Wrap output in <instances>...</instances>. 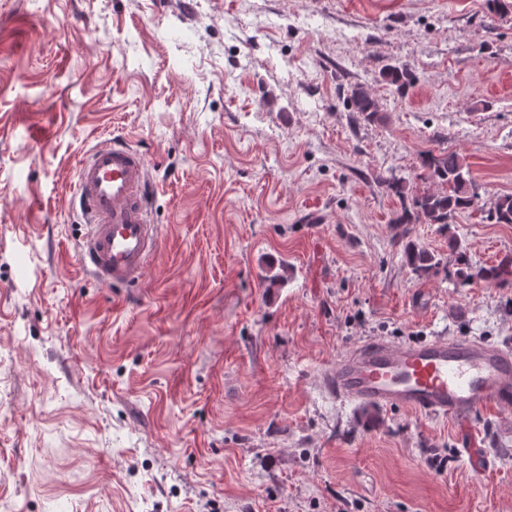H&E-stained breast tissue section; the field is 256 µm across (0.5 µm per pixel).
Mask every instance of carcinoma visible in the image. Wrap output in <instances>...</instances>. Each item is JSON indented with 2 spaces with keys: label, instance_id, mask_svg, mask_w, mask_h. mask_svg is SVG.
Returning <instances> with one entry per match:
<instances>
[{
  "label": "carcinoma",
  "instance_id": "1",
  "mask_svg": "<svg viewBox=\"0 0 512 512\" xmlns=\"http://www.w3.org/2000/svg\"><path fill=\"white\" fill-rule=\"evenodd\" d=\"M485 6L492 22L512 16V0H485ZM383 79L403 91L414 83L415 76L404 66H391L383 73ZM350 105L352 111L367 121L378 117L377 99L362 87L352 91ZM417 178L423 187L416 192L402 179H385L389 189L402 203L401 213L395 219L397 224H439L447 228L456 223L459 215L473 209L478 199L466 159L454 151L439 155L431 151L422 154ZM487 218L497 224H512V195L497 196L490 203ZM408 234L407 230L402 233L405 239L402 243L404 263L418 277L435 274L439 260L430 251L408 239ZM448 248L457 254L456 275L461 281L479 279L496 286L512 284L511 260L503 259L496 265L475 270L456 237L448 238Z\"/></svg>",
  "mask_w": 512,
  "mask_h": 512
}]
</instances>
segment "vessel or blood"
<instances>
[{
	"label": "vessel or blood",
	"instance_id": "b4317fda",
	"mask_svg": "<svg viewBox=\"0 0 512 512\" xmlns=\"http://www.w3.org/2000/svg\"><path fill=\"white\" fill-rule=\"evenodd\" d=\"M152 193L146 159L126 141L102 140L80 159L75 201L89 228L80 262L98 282L122 286L142 276L159 241L148 216ZM323 377L351 405L445 418L467 431L475 414L512 407V346L471 337L369 339Z\"/></svg>",
	"mask_w": 512,
	"mask_h": 512
}]
</instances>
